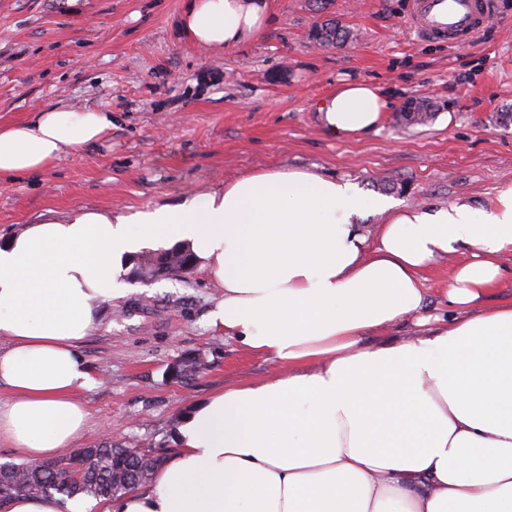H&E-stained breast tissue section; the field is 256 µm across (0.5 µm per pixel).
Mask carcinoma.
<instances>
[{
    "label": "carcinoma",
    "instance_id": "1",
    "mask_svg": "<svg viewBox=\"0 0 512 512\" xmlns=\"http://www.w3.org/2000/svg\"><path fill=\"white\" fill-rule=\"evenodd\" d=\"M322 41L339 44L348 33L333 19L320 26ZM171 257L176 263H194L188 250H170L141 256L139 267ZM164 457L144 445L131 448L103 443L94 448H79L65 459L50 460L24 467L0 465V504L19 496L62 498L93 497L110 499L147 481Z\"/></svg>",
    "mask_w": 512,
    "mask_h": 512
}]
</instances>
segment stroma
<instances>
[{
	"label": "stroma",
	"instance_id": "stroma-1",
	"mask_svg": "<svg viewBox=\"0 0 512 512\" xmlns=\"http://www.w3.org/2000/svg\"><path fill=\"white\" fill-rule=\"evenodd\" d=\"M408 0H270L257 42L215 55L181 33L183 0H0V126L57 102L108 107L112 129L39 175L0 182V242L26 225L84 211L134 212L269 167L302 168L397 202L489 205L512 186V0L467 43L417 36ZM338 21L339 46L311 37ZM366 81L389 107L357 139L327 133L317 104L346 81ZM430 122L409 126L407 101ZM423 273V315L448 318V270ZM102 304L81 352L94 379L78 446L151 443L175 448L180 414L269 369L210 329L220 290L201 269L146 283ZM199 360L174 378L181 359Z\"/></svg>",
	"mask_w": 512,
	"mask_h": 512
}]
</instances>
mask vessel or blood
I'll list each match as a JSON object with an SVG mask.
<instances>
[{
    "mask_svg": "<svg viewBox=\"0 0 512 512\" xmlns=\"http://www.w3.org/2000/svg\"><path fill=\"white\" fill-rule=\"evenodd\" d=\"M494 0H411L410 24L419 36L465 42L491 20Z\"/></svg>",
    "mask_w": 512,
    "mask_h": 512,
    "instance_id": "obj_1",
    "label": "vessel or blood"
}]
</instances>
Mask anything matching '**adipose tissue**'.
Wrapping results in <instances>:
<instances>
[{
    "mask_svg": "<svg viewBox=\"0 0 512 512\" xmlns=\"http://www.w3.org/2000/svg\"><path fill=\"white\" fill-rule=\"evenodd\" d=\"M268 0H185L180 26L215 53L257 40ZM387 102L346 82L317 110L349 139ZM111 109L64 103L0 127V181L38 174L100 141ZM387 215L369 242L359 218ZM190 250L223 294L213 329L275 373L224 389L179 418L176 447L145 484L101 512H512V303L484 300L507 276L512 186L485 209L403 206L303 169H265L178 203L86 211L0 243V442L29 460L73 448L92 376L80 352L101 304L127 292L145 248ZM448 275L452 316L365 345L423 303L422 273Z\"/></svg>",
    "mask_w": 512,
    "mask_h": 512,
    "instance_id": "1",
    "label": "adipose tissue"
}]
</instances>
